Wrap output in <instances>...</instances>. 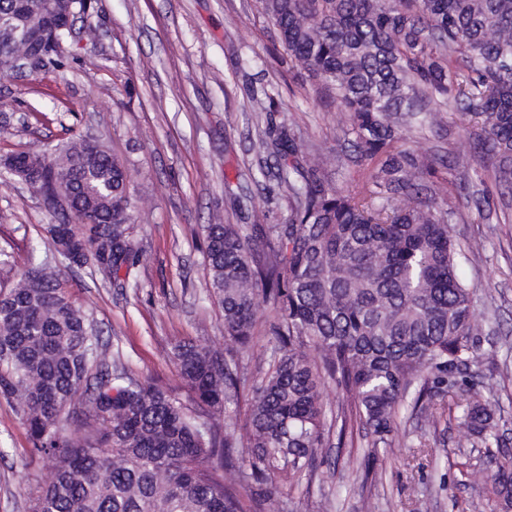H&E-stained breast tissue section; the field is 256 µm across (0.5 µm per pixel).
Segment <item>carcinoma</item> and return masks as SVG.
<instances>
[{"instance_id": "1", "label": "carcinoma", "mask_w": 512, "mask_h": 512, "mask_svg": "<svg viewBox=\"0 0 512 512\" xmlns=\"http://www.w3.org/2000/svg\"><path fill=\"white\" fill-rule=\"evenodd\" d=\"M288 64L336 90L350 133L373 165L372 184L342 190L321 179L324 159L286 131L260 139L279 158L286 224H207L206 288L224 333L242 348L263 303L274 313L268 368L236 351L175 347L193 407L150 378L112 368L62 272L26 270L0 290V397L15 403L31 452L51 462L35 512H261L278 481L313 471L332 435L361 427L364 462L391 447L396 410L414 394L421 436L436 425L425 401L448 370L474 360L473 291L456 271L445 183L427 182L432 155L393 149L402 126L436 125L440 104L480 120L496 181L512 186V0H263ZM49 190L77 200L79 224H49L52 245L93 251L119 279L141 262L132 240L126 171L76 138L49 158ZM341 392L323 401L325 379ZM244 427L202 417L244 394ZM468 389L462 425L496 464L487 493L512 512V456L491 409ZM75 426L64 433V424Z\"/></svg>"}]
</instances>
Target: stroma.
I'll return each instance as SVG.
<instances>
[{
  "label": "stroma",
  "instance_id": "obj_1",
  "mask_svg": "<svg viewBox=\"0 0 512 512\" xmlns=\"http://www.w3.org/2000/svg\"><path fill=\"white\" fill-rule=\"evenodd\" d=\"M78 27L35 78L0 74V155L53 154L75 135L100 141L124 164L133 203V241L142 261L124 287L105 283L85 267L67 274L65 287L90 315L111 357L133 375L163 385L182 403L191 394L173 358L179 342L224 348L221 306L206 288L203 227L237 224L230 198L266 212L271 224L288 220V194L260 170L275 160L260 152L267 129L285 125L313 149L332 157L323 175L349 188L368 179L345 128L340 106L307 71L289 68L287 55L262 0H92ZM273 95L271 107L251 100ZM437 126L412 132L433 155L434 178L454 190L447 198L458 274L475 291L477 311L494 330L475 338L476 364L455 371L456 390L483 392L499 417L512 451V189L497 186L465 111L440 112ZM38 194L0 172V289L12 287L29 260L57 265L43 229L57 223ZM437 426L426 438L412 433L411 406L402 407L392 446L360 463L362 433L323 449L313 477L281 484L263 512H468L478 486L462 482L461 408L454 396L430 405ZM14 406L0 398V512H33L50 472L32 455Z\"/></svg>",
  "mask_w": 512,
  "mask_h": 512
}]
</instances>
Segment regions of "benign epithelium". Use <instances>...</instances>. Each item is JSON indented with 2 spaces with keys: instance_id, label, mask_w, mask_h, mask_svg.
<instances>
[{
  "instance_id": "obj_1",
  "label": "benign epithelium",
  "mask_w": 512,
  "mask_h": 512,
  "mask_svg": "<svg viewBox=\"0 0 512 512\" xmlns=\"http://www.w3.org/2000/svg\"><path fill=\"white\" fill-rule=\"evenodd\" d=\"M42 21L26 24L18 18L4 19L0 24L9 28L14 40L23 50L10 57H0V70H10L22 77L38 75L52 55L51 47L57 41V33L72 29L73 3L69 0H49L41 7ZM0 167L27 185L42 186L45 169L32 168L15 154L0 159Z\"/></svg>"
}]
</instances>
